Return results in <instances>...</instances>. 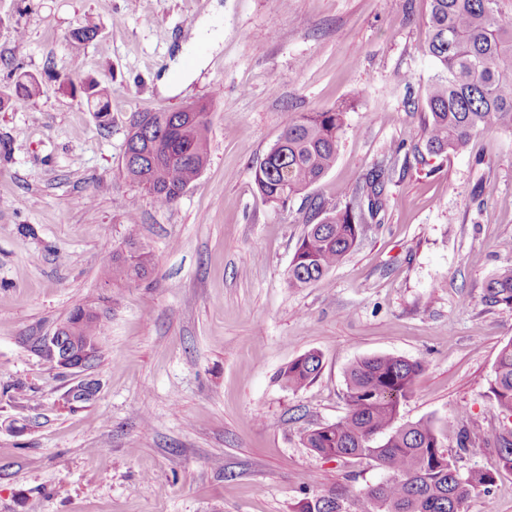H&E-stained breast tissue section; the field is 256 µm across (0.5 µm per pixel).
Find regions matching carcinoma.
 <instances>
[{
	"instance_id": "carcinoma-1",
	"label": "carcinoma",
	"mask_w": 512,
	"mask_h": 512,
	"mask_svg": "<svg viewBox=\"0 0 512 512\" xmlns=\"http://www.w3.org/2000/svg\"><path fill=\"white\" fill-rule=\"evenodd\" d=\"M424 22L428 39L421 51L436 69L424 90L427 117L424 139L427 153L440 156L465 148L489 127L512 129V21L500 0H427ZM71 91L82 89L87 102L96 103L98 117L106 118L110 105L97 84L80 87L64 82ZM39 91V81L23 75L14 94L0 95L18 105ZM149 136L126 138L127 176L152 194L161 206L179 199L199 177L207 160V113L196 107L187 112H145ZM344 132V111L330 108L288 116L283 133L255 170L260 193L273 205L286 208L296 195L320 181L336 161ZM391 170L376 168L345 203L315 200L317 222L307 225L288 270V286L307 288L341 265L366 232L368 220L386 206L385 179ZM152 270L148 251L131 242L115 251L102 267L106 282L141 281ZM485 301L512 306V267L495 273L485 285ZM104 300L75 307L65 324L71 335L99 339L107 310ZM322 358L309 351L281 370L278 378L296 391L313 382ZM420 362L391 354L364 357L346 372V415L308 430L303 444L323 458L370 461L384 477L369 486L366 512H464L471 491L486 490L502 470L512 471V431H497L496 466L462 470L443 451L428 421L403 422L400 408L412 397ZM501 413L512 416V340L497 355L491 385ZM488 438L484 429L466 430L461 450L472 455ZM354 502L345 491L332 489L303 498L295 512H351Z\"/></svg>"
}]
</instances>
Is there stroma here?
<instances>
[{"label":"stroma","instance_id":"35a3bbf8","mask_svg":"<svg viewBox=\"0 0 512 512\" xmlns=\"http://www.w3.org/2000/svg\"><path fill=\"white\" fill-rule=\"evenodd\" d=\"M426 0H0V93L30 74L40 91L0 109V512H293L346 488L357 512L383 473L302 444L343 418L357 359L421 361L403 421L431 422L462 469H485L462 429L495 431L496 357L512 306L484 287L512 264V130L417 162L424 88L435 69ZM224 22L193 53L197 29ZM95 25L77 47L72 30ZM97 82L100 122L64 78ZM208 106L207 162L159 206L125 172L137 113ZM346 106L328 173L287 209L254 171L289 113ZM412 163L385 186L380 221L314 286L288 285L309 201L343 199L396 149ZM136 241L143 281L108 285L106 256ZM107 298L99 391L66 403L79 375L48 363L44 338L76 306ZM316 351L322 369L292 391L277 379ZM466 512H512V472L476 488Z\"/></svg>","mask_w":512,"mask_h":512}]
</instances>
